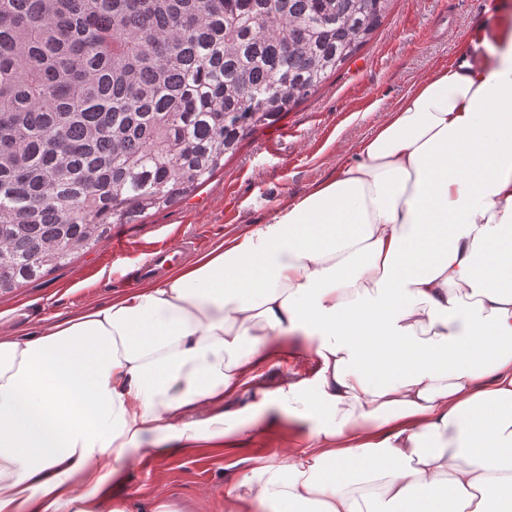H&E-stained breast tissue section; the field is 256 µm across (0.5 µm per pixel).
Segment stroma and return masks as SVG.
<instances>
[{
  "instance_id": "stroma-1",
  "label": "stroma",
  "mask_w": 512,
  "mask_h": 512,
  "mask_svg": "<svg viewBox=\"0 0 512 512\" xmlns=\"http://www.w3.org/2000/svg\"><path fill=\"white\" fill-rule=\"evenodd\" d=\"M498 0H395L358 55L271 126L258 130L224 167L188 199L118 224L128 248L113 257L110 243L75 258L39 281L0 293V331L32 335L56 315L103 304L135 290L126 274L154 243H177L203 232L214 248L235 231L268 223L284 198L335 176L352 147L372 135L408 91L431 70L452 63L482 26L494 25ZM283 442L271 434L221 451L187 450L165 459L130 453L120 495L132 512H224L228 465L262 456L280 458Z\"/></svg>"
}]
</instances>
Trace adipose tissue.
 Segmentation results:
<instances>
[{
	"label": "adipose tissue",
	"instance_id": "ef3b65f1",
	"mask_svg": "<svg viewBox=\"0 0 512 512\" xmlns=\"http://www.w3.org/2000/svg\"><path fill=\"white\" fill-rule=\"evenodd\" d=\"M354 154L163 278L0 332V512H129V451L270 434L224 512H512V29ZM297 347L308 377L258 383Z\"/></svg>",
	"mask_w": 512,
	"mask_h": 512
}]
</instances>
